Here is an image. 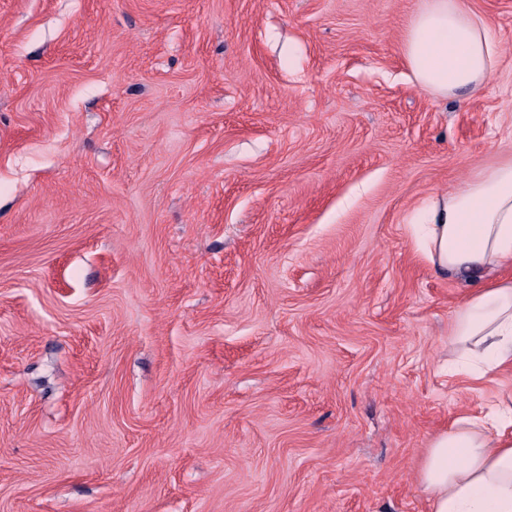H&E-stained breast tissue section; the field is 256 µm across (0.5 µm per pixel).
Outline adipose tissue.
I'll use <instances>...</instances> for the list:
<instances>
[{
    "label": "adipose tissue",
    "mask_w": 512,
    "mask_h": 512,
    "mask_svg": "<svg viewBox=\"0 0 512 512\" xmlns=\"http://www.w3.org/2000/svg\"><path fill=\"white\" fill-rule=\"evenodd\" d=\"M419 88L442 97L479 93L499 51L487 19L465 0H426L403 38ZM422 245L437 274L466 276L455 309L449 374L480 380L512 369V160L474 170L420 214ZM430 512H512V397L457 417L435 435L418 468Z\"/></svg>",
    "instance_id": "obj_1"
}]
</instances>
